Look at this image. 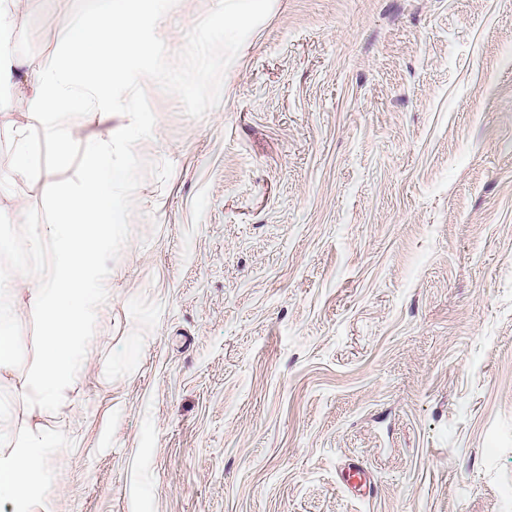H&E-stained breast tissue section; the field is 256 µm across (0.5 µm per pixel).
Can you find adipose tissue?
I'll use <instances>...</instances> for the list:
<instances>
[{
    "label": "adipose tissue",
    "mask_w": 512,
    "mask_h": 512,
    "mask_svg": "<svg viewBox=\"0 0 512 512\" xmlns=\"http://www.w3.org/2000/svg\"><path fill=\"white\" fill-rule=\"evenodd\" d=\"M166 2L105 0L93 24L78 25L64 36L72 60L80 64L79 70L64 71L56 62H49L31 79L29 94L15 97L0 92V112L25 108L31 126L40 128L50 139L54 131L47 118L61 105L79 104L87 96L111 101L122 74L100 69L97 49L108 47L121 58L136 55L142 22L157 16ZM68 459L69 450L59 435L42 424L31 425L17 437L0 431V506H9L12 512H33L48 470Z\"/></svg>",
    "instance_id": "obj_1"
}]
</instances>
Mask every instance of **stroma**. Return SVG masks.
<instances>
[{"mask_svg": "<svg viewBox=\"0 0 512 512\" xmlns=\"http://www.w3.org/2000/svg\"><path fill=\"white\" fill-rule=\"evenodd\" d=\"M103 0H0L13 89ZM216 0H177L170 53ZM131 237L39 512H512V0H273L187 117L155 82ZM120 114L70 120L79 144ZM28 173L16 174L19 146ZM0 112V212L57 179ZM25 368L0 427L31 422ZM377 492L354 499L344 464Z\"/></svg>", "mask_w": 512, "mask_h": 512, "instance_id": "stroma-1", "label": "stroma"}]
</instances>
